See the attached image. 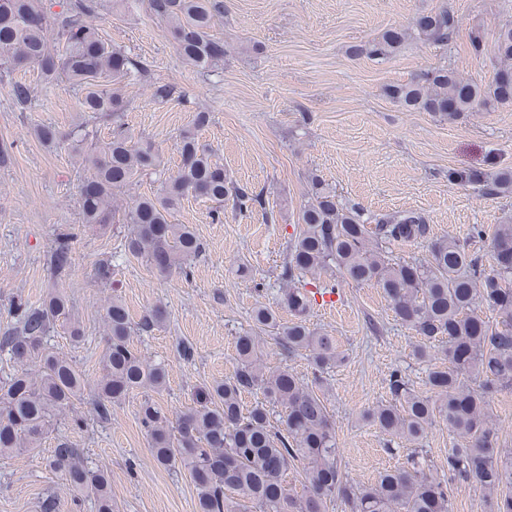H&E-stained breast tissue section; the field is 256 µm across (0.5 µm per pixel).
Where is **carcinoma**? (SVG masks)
<instances>
[{
  "label": "carcinoma",
  "instance_id": "1",
  "mask_svg": "<svg viewBox=\"0 0 512 512\" xmlns=\"http://www.w3.org/2000/svg\"><path fill=\"white\" fill-rule=\"evenodd\" d=\"M0 0V70L10 73L36 68L48 83L65 79L83 91L84 121L70 135L86 174L78 186L80 220L106 227L128 225L124 253L143 259L161 276L189 277L191 262L203 251L194 229L173 224L172 213L189 198L210 200L222 221L224 201L248 212L263 205L261 195L234 185L224 167L198 144L194 132L183 133L181 161L165 180L163 195L141 197L122 210L114 198L138 178L155 173L162 164L149 140L117 133L108 142L94 141L89 126L115 119L127 101L116 85L147 73L143 62L112 48L100 29L89 22L100 0ZM151 15L166 25L183 61L207 70L224 60V41L211 34L224 14L223 0H147ZM457 29L453 13L444 8L421 15L413 27H391L358 53L384 60L408 41L423 39L447 49ZM497 54L501 67L488 82L461 77L448 67L421 71L406 84H390L384 94L403 108L428 112L457 122L472 112L512 104V23L499 30ZM47 147L63 140L51 124L33 129ZM448 180L488 195H512V168L450 169ZM298 231L288 242L279 279V305L293 320L284 325L276 311L254 308V326L276 336L290 354L304 351L321 373L345 361L336 338L311 329L306 316L310 292L298 287L307 277L337 272L342 279L380 288L402 324L421 336L413 349L419 361L436 357L442 364L428 371V393L411 390L393 373L394 401L377 404L363 418L382 431L417 443L436 422L448 425L458 444L448 451V478L461 480L483 493L484 512H512V452L499 448L491 411L492 396L512 388V264H500V254L512 251V222L499 224L490 247L494 264L487 269L451 236L429 237L425 217L413 210L366 213L360 206L336 199L321 181L312 180L311 193L298 214ZM75 236L63 233L50 256L53 273L69 268ZM427 243L428 258L401 260L389 255L391 243ZM497 316L491 323L481 307ZM69 298L48 294L38 305L20 308L19 326L0 337V352L20 365L0 382V456L29 451L47 434L53 419L83 400L89 383L75 362L47 347L54 322H69V337L78 343L84 333L72 322ZM107 346L102 375L94 385L93 409L99 419L112 420V405L138 390L160 391L167 385L163 362H151L130 344L133 331L126 307L114 297L106 310ZM234 375L196 392L192 404L170 418L152 401L140 405L139 419L157 464L185 469L197 491L198 512H328L340 500L351 512H449L442 483L425 472L415 458L381 473L370 486L351 482L343 472L336 443V424L323 396L305 386L286 367L267 366L263 338L245 331L235 339ZM38 363L36 373L26 368ZM262 395L243 411L241 394ZM281 409L284 431L270 423V411ZM305 464L307 489L290 493L288 467ZM48 466L63 473L73 490L93 496L97 512H113L109 474L87 465L80 449L57 443Z\"/></svg>",
  "mask_w": 512,
  "mask_h": 512
}]
</instances>
